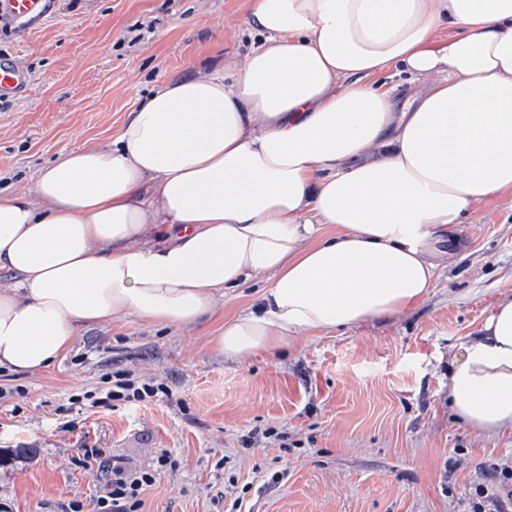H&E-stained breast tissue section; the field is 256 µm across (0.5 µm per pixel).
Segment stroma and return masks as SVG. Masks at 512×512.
<instances>
[{"label":"stroma","instance_id":"obj_1","mask_svg":"<svg viewBox=\"0 0 512 512\" xmlns=\"http://www.w3.org/2000/svg\"><path fill=\"white\" fill-rule=\"evenodd\" d=\"M247 0H50L35 24H0V58L26 70L0 100V190H30L65 149L107 146L162 82L238 59L258 42ZM450 265L398 319L301 338L288 354L229 363L205 332L132 319L82 329L37 374L0 370V507L93 512L101 477L84 449L136 466L177 461L141 512H512V435L476 436L448 407V365L512 294V192L463 225ZM168 386L135 412L59 413L112 372ZM486 495H478L479 484Z\"/></svg>","mask_w":512,"mask_h":512}]
</instances>
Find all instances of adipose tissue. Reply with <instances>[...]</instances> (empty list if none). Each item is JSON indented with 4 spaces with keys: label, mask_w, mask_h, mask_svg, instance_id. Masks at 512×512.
I'll list each match as a JSON object with an SVG mask.
<instances>
[{
    "label": "adipose tissue",
    "mask_w": 512,
    "mask_h": 512,
    "mask_svg": "<svg viewBox=\"0 0 512 512\" xmlns=\"http://www.w3.org/2000/svg\"><path fill=\"white\" fill-rule=\"evenodd\" d=\"M247 22L242 60L0 193V368L42 371L117 319L194 330L250 283L209 339L228 361L396 318L512 191V0H249ZM390 68L420 86L405 103ZM460 349L454 419L512 434V295Z\"/></svg>",
    "instance_id": "ef3b65f1"
}]
</instances>
